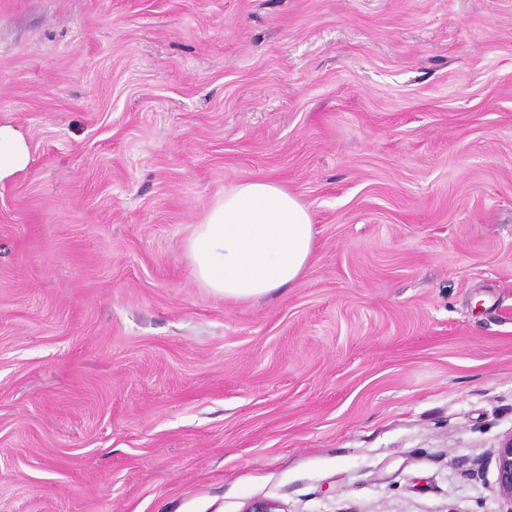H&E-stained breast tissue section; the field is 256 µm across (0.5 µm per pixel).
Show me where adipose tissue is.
I'll return each instance as SVG.
<instances>
[{
    "label": "adipose tissue",
    "instance_id": "adipose-tissue-1",
    "mask_svg": "<svg viewBox=\"0 0 512 512\" xmlns=\"http://www.w3.org/2000/svg\"><path fill=\"white\" fill-rule=\"evenodd\" d=\"M28 163L24 136L0 126V179ZM314 249L308 209L268 180L243 182L225 191L189 243L195 278L215 295L235 301L292 286Z\"/></svg>",
    "mask_w": 512,
    "mask_h": 512
}]
</instances>
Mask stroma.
<instances>
[{
	"mask_svg": "<svg viewBox=\"0 0 512 512\" xmlns=\"http://www.w3.org/2000/svg\"><path fill=\"white\" fill-rule=\"evenodd\" d=\"M0 512H512V0H0ZM272 180L250 301L186 243ZM28 163L24 136L10 126H0V179L25 169ZM314 249L308 209L268 180L224 191L189 243L195 278L215 295L235 301L292 286ZM499 493L512 503V433L504 436L494 451Z\"/></svg>",
	"mask_w": 512,
	"mask_h": 512,
	"instance_id": "35a3bbf8",
	"label": "stroma"
}]
</instances>
